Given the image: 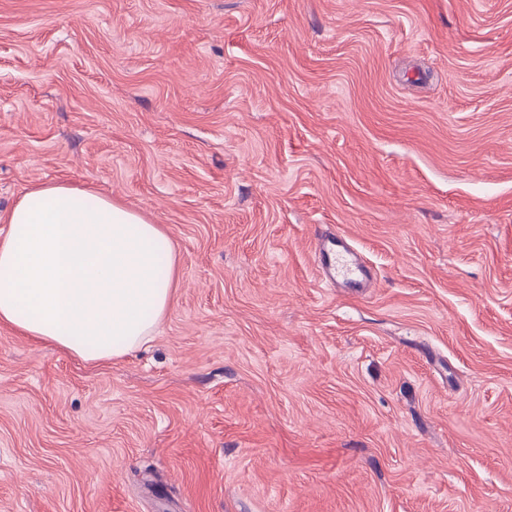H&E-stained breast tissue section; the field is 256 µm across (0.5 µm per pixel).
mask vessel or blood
Listing matches in <instances>:
<instances>
[{"label":"vessel or blood","mask_w":512,"mask_h":512,"mask_svg":"<svg viewBox=\"0 0 512 512\" xmlns=\"http://www.w3.org/2000/svg\"><path fill=\"white\" fill-rule=\"evenodd\" d=\"M321 273L326 281L352 292L365 288L368 273L360 258L354 253L346 238L328 234L316 246Z\"/></svg>","instance_id":"b4317fda"}]
</instances>
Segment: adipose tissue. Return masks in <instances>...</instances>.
Returning a JSON list of instances; mask_svg holds the SVG:
<instances>
[{
    "mask_svg": "<svg viewBox=\"0 0 512 512\" xmlns=\"http://www.w3.org/2000/svg\"><path fill=\"white\" fill-rule=\"evenodd\" d=\"M0 232V323L93 361L150 341L177 279L168 231L90 190H28Z\"/></svg>",
    "mask_w": 512,
    "mask_h": 512,
    "instance_id": "obj_1",
    "label": "adipose tissue"
}]
</instances>
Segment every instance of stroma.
<instances>
[{"instance_id": "1", "label": "stroma", "mask_w": 512, "mask_h": 512, "mask_svg": "<svg viewBox=\"0 0 512 512\" xmlns=\"http://www.w3.org/2000/svg\"><path fill=\"white\" fill-rule=\"evenodd\" d=\"M55 182L179 278L108 363L0 324V512H512V0H0V215ZM322 276L332 285H339L355 293L367 287L368 273L347 239L341 235L322 236L317 243Z\"/></svg>"}]
</instances>
